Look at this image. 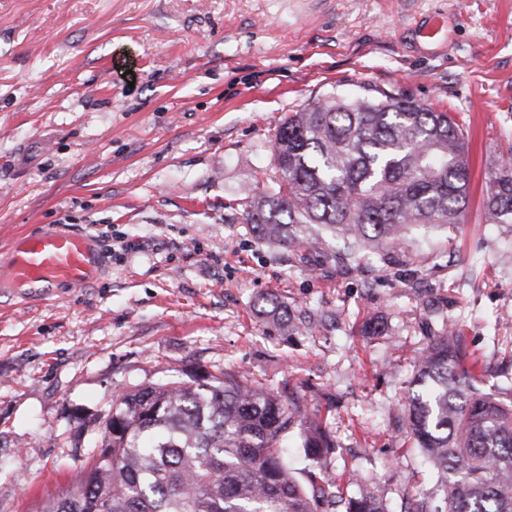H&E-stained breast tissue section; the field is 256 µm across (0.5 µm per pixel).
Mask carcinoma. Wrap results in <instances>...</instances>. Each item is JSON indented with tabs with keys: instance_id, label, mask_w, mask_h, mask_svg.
I'll list each match as a JSON object with an SVG mask.
<instances>
[{
	"instance_id": "carcinoma-1",
	"label": "carcinoma",
	"mask_w": 512,
	"mask_h": 512,
	"mask_svg": "<svg viewBox=\"0 0 512 512\" xmlns=\"http://www.w3.org/2000/svg\"><path fill=\"white\" fill-rule=\"evenodd\" d=\"M274 157L271 185L235 211L258 239L288 249L300 226L323 224L342 243L339 262L394 248L416 226L455 230L470 202L463 117L371 84L289 113ZM506 157L487 173L489 224H512V143ZM471 360L452 323L416 358L403 430L442 497L408 493L399 512H512V389L483 391ZM294 431L315 465L335 452L302 403L229 371L125 392L84 478L41 512H390L370 482L312 470L301 482L283 448Z\"/></svg>"
}]
</instances>
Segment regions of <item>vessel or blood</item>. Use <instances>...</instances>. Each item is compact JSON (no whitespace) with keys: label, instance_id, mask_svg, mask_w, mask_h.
Segmentation results:
<instances>
[{"label":"vessel or blood","instance_id":"1","mask_svg":"<svg viewBox=\"0 0 512 512\" xmlns=\"http://www.w3.org/2000/svg\"><path fill=\"white\" fill-rule=\"evenodd\" d=\"M106 265V256L92 237L67 224H55L17 238L11 249L7 280L36 297L55 288H77Z\"/></svg>","mask_w":512,"mask_h":512}]
</instances>
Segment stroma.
Returning <instances> with one entry per match:
<instances>
[{
  "mask_svg": "<svg viewBox=\"0 0 512 512\" xmlns=\"http://www.w3.org/2000/svg\"><path fill=\"white\" fill-rule=\"evenodd\" d=\"M435 16L446 31L421 38ZM366 83L462 113L459 231L340 263L322 225L290 251L229 221L274 175L285 116ZM509 142L512 0H0V269L15 235L49 224L107 256L99 279L43 300L0 287V512H38L79 481L117 395L198 370L324 416L329 478L395 507L435 495L400 404L446 320L487 386L512 385V226L481 213ZM268 294L305 328L261 313ZM371 320L385 335H364Z\"/></svg>",
  "mask_w": 512,
  "mask_h": 512,
  "instance_id": "stroma-1",
  "label": "stroma"
}]
</instances>
